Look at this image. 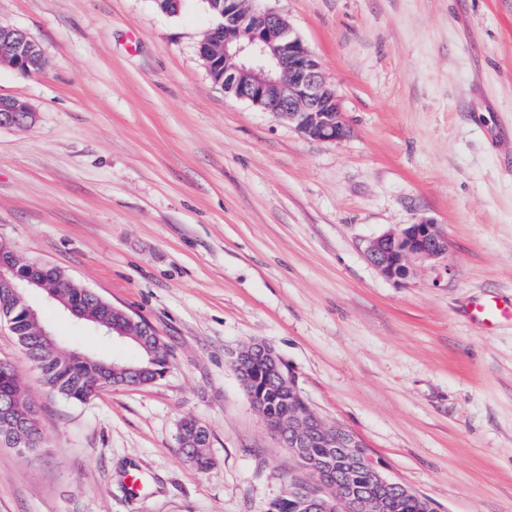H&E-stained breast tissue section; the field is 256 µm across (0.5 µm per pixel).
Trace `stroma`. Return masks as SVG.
<instances>
[{
    "label": "stroma",
    "instance_id": "stroma-1",
    "mask_svg": "<svg viewBox=\"0 0 512 512\" xmlns=\"http://www.w3.org/2000/svg\"><path fill=\"white\" fill-rule=\"evenodd\" d=\"M321 62L349 134L316 140L214 84L213 18L153 0H0L43 65H0L38 114L0 128V242L58 268L165 341L164 377L85 403L43 385L6 322L0 363L39 410L0 446V512H267L298 464L232 366L270 345L323 419L433 512H512V0H274ZM421 219L447 258L383 277L367 243ZM52 333L103 359L135 347L32 293ZM211 463L177 443L184 417ZM470 314L475 321L481 322L487 329H492L501 320L512 319V297L473 304ZM178 440L179 442L195 441L197 448H193L194 465L200 469H204L209 465V432L204 425L194 418H185L179 427Z\"/></svg>",
    "mask_w": 512,
    "mask_h": 512
}]
</instances>
